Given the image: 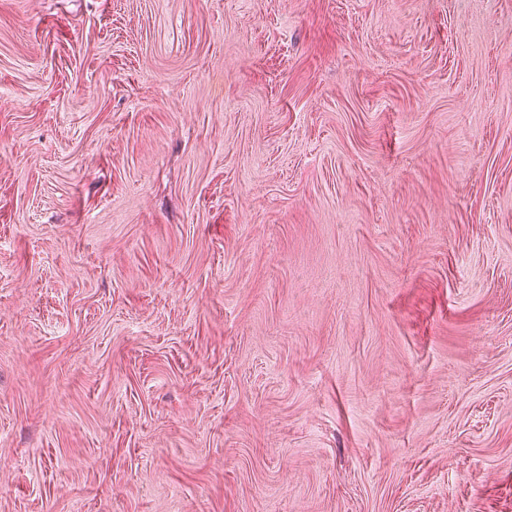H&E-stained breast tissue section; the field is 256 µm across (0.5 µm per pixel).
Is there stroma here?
Returning <instances> with one entry per match:
<instances>
[{
  "instance_id": "stroma-1",
  "label": "stroma",
  "mask_w": 512,
  "mask_h": 512,
  "mask_svg": "<svg viewBox=\"0 0 512 512\" xmlns=\"http://www.w3.org/2000/svg\"><path fill=\"white\" fill-rule=\"evenodd\" d=\"M0 512H512V0H0Z\"/></svg>"
}]
</instances>
